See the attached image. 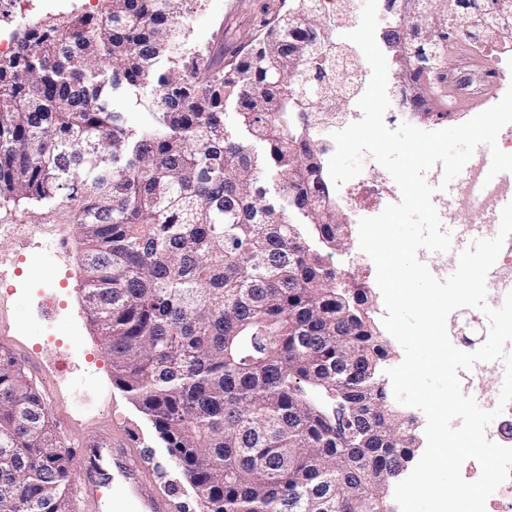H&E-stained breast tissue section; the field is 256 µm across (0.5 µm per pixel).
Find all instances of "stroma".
Listing matches in <instances>:
<instances>
[{"mask_svg":"<svg viewBox=\"0 0 512 512\" xmlns=\"http://www.w3.org/2000/svg\"><path fill=\"white\" fill-rule=\"evenodd\" d=\"M288 4L289 0H187L189 42L204 49L219 39L224 43L225 56H232L257 43L265 25L282 16ZM336 213L351 230L340 248L326 251L325 260L342 273L348 286L368 287L373 302L371 316L375 323H382L386 309L375 264L356 258L352 252L358 241L360 216L341 205ZM4 220L23 225L35 243L24 248L17 239L0 236V260H17L21 269L19 276L0 282V348L16 358L39 389L44 386V366L61 353L71 354L74 369L45 401L64 445L76 450L78 438L103 425L132 430L172 490L176 512H202L182 471L169 461L153 425L112 380L111 360L92 330L81 300V246L75 224L27 205L8 215L0 211V222ZM45 224L56 236L69 241V257L56 259L42 247L41 227ZM45 294L54 295L59 303L58 314L51 321L45 320L38 308Z\"/></svg>","mask_w":512,"mask_h":512,"instance_id":"1","label":"stroma"}]
</instances>
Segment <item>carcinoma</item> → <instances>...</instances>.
<instances>
[{"label":"carcinoma","mask_w":512,"mask_h":512,"mask_svg":"<svg viewBox=\"0 0 512 512\" xmlns=\"http://www.w3.org/2000/svg\"><path fill=\"white\" fill-rule=\"evenodd\" d=\"M185 0H97L26 22L0 56V209L77 225L84 297L112 377L212 512H392L389 471L413 457L379 368L367 292L338 287L307 246H336L312 130L310 71L330 50L292 0L224 68L187 48ZM304 16L310 24L298 23ZM418 71L447 57L406 36ZM144 106L142 127L114 98ZM267 145L263 157L245 140ZM368 402L360 426L351 402ZM71 454L38 390L0 353V512H71Z\"/></svg>","instance_id":"1"}]
</instances>
